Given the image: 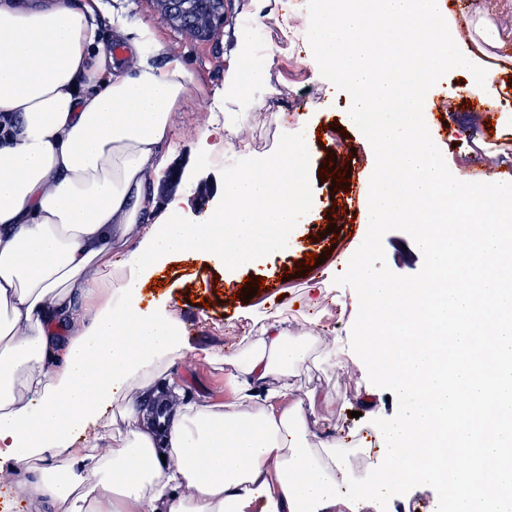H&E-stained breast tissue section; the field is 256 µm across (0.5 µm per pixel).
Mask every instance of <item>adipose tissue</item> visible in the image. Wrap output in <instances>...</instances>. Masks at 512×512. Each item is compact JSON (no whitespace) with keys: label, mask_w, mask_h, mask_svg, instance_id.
<instances>
[{"label":"adipose tissue","mask_w":512,"mask_h":512,"mask_svg":"<svg viewBox=\"0 0 512 512\" xmlns=\"http://www.w3.org/2000/svg\"><path fill=\"white\" fill-rule=\"evenodd\" d=\"M98 9L0 0V113L14 116L0 137V472L20 474L35 512H336L389 506L419 479L455 512H512V182L451 173L424 110L461 23L435 25L438 0L314 3L317 51L371 148L365 221L415 225L427 267L399 287L368 278L363 256L348 264L363 287L339 303L355 324L333 366L364 362L396 407L376 446L343 447L310 432L294 385L263 388L307 352L278 315L225 357L224 405L176 407L158 429L125 400L158 397L186 351L143 286L177 256L207 254L230 278L287 251L310 210L311 147L286 139L225 179L210 223H191L178 192L156 216L150 184L192 82L180 62L157 65L147 25L118 23L123 58L102 49Z\"/></svg>","instance_id":"adipose-tissue-1"}]
</instances>
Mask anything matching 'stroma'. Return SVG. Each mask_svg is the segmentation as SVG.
<instances>
[{
	"label": "stroma",
	"mask_w": 512,
	"mask_h": 512,
	"mask_svg": "<svg viewBox=\"0 0 512 512\" xmlns=\"http://www.w3.org/2000/svg\"><path fill=\"white\" fill-rule=\"evenodd\" d=\"M480 6L473 18L477 27L490 30L480 56L492 75L484 96L494 102L495 112L487 116L468 107L470 72L460 45L452 49L458 64L437 79L427 105L434 126L448 129L441 150L449 170L479 177L489 168L502 172L512 166V151L480 148L486 141H512V124L500 120L502 114H512V88L507 85L512 69L492 62L497 48L512 49V0H481ZM115 14L132 25H150L165 48L159 64L180 61L193 82L192 94L176 109L171 165L183 172L180 186L196 223H205L231 167L275 157L288 137L312 147L309 193L315 218L303 226L298 247L286 254L267 253L261 265L239 272L230 284L223 267L207 255L177 257L165 268L162 287L143 289L145 301H168L186 344L185 358L159 379V386L175 384V403L219 406L233 394L222 358L243 352L264 316L285 314L292 330L303 325L315 333L344 335L348 318L336 305L328 301L316 308L294 305L322 266L335 265L334 292L338 295H351L358 287L341 262L349 251L369 259L373 275L399 285L420 280L424 266L408 247L415 227L383 224L374 236L359 239L350 224L338 219V201L364 185L368 147L360 129L348 120L350 98L334 84L326 64L316 58L309 5L294 0H224L221 33L198 40L172 26L155 0H101L98 37L106 48L119 42L111 22ZM288 15L299 17L305 33L294 44L281 39ZM237 69L262 72L263 78L244 81L239 95L232 97L224 92V77ZM205 124L223 130L226 145L204 156L193 132ZM241 139L247 140V150H238ZM310 253L322 255L321 264L307 265L305 257ZM276 284L283 286V293H273ZM330 353L329 345L316 346L294 375L273 374L267 387L292 382L303 391L327 392L335 398L334 408L312 425V433L330 427L344 439L352 434L374 436L376 426L385 424L391 414V401L380 397L375 408H367L366 394L374 383L367 366L359 361L344 370H332Z\"/></svg>",
	"instance_id": "1"
}]
</instances>
